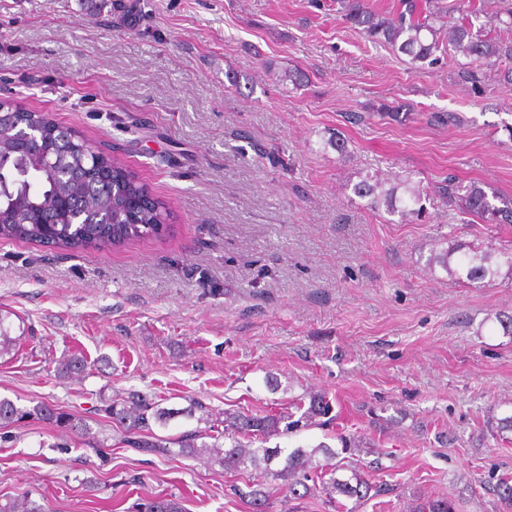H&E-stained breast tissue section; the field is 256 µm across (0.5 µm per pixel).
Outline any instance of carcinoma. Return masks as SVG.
Listing matches in <instances>:
<instances>
[{"label": "carcinoma", "instance_id": "cac0c4a2", "mask_svg": "<svg viewBox=\"0 0 512 512\" xmlns=\"http://www.w3.org/2000/svg\"><path fill=\"white\" fill-rule=\"evenodd\" d=\"M341 14L350 26L361 31L373 43H386L410 57L413 62L434 65L443 45L453 55L466 62L459 64L457 77L479 92L490 78L487 69L512 61V6L499 13L508 17L498 28L496 37L473 29L468 16L477 15L484 6L475 0H462L456 7L461 18H448V6L442 0H426L427 11L416 16V0H402L403 10L395 17L383 15L367 6L365 0H337ZM141 183L116 158L84 147V141L73 131L36 111L27 110L17 102L5 103L0 115V238L21 240L59 248L75 249L89 245L121 246L148 235L164 232L159 227L165 219V208L157 201L152 205L132 204L131 198L143 192ZM354 194L370 199V205L385 207L389 213L421 218L425 209L420 205V187L410 177H398L386 184L366 178L354 185ZM448 206L462 214L475 216L487 224H512V202L493 204L485 189L476 183L463 186L453 178L440 191ZM470 281H482L508 266L512 272V248L494 254L468 248L457 258ZM87 361L73 354L63 359L58 374L63 378L81 376ZM281 412L264 416L224 414V420H211L216 429L224 423L221 436L230 446L215 442L207 444L206 431H189L177 438H158L152 424H163L174 412L138 393L105 404L103 412L126 426L125 443L145 452L167 456L171 453L189 458L218 462L226 468H245L260 478L272 477L283 481L289 495L295 499L319 493L333 507H344L336 500L340 494L361 504L368 499L372 484L360 468L350 463L336 464V452L325 445L306 451L296 448L274 467L282 453L279 448H255L256 440L267 439L282 432L316 424V419L332 413V403L326 397H310L309 406L296 407V412ZM38 418L70 431L87 430L83 419L40 402L31 408L0 398V428L16 427L24 420ZM177 449H172V446ZM322 455L319 464L315 456ZM0 512H50L49 506L29 497L0 502ZM128 512H183L180 499L160 494L134 501Z\"/></svg>", "mask_w": 512, "mask_h": 512}]
</instances>
